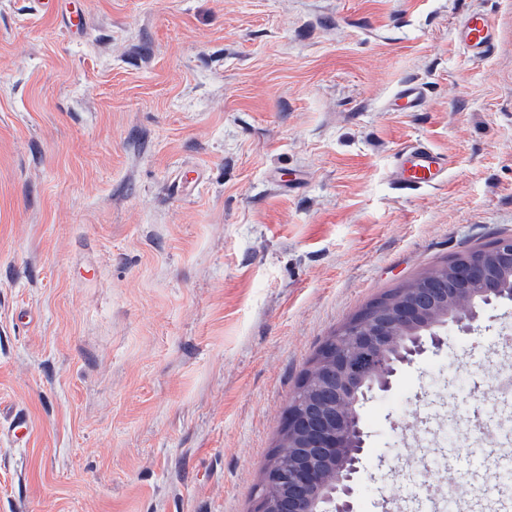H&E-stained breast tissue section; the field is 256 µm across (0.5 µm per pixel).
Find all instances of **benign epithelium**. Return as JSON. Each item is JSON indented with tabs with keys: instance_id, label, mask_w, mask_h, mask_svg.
I'll return each instance as SVG.
<instances>
[{
	"instance_id": "7a95c632",
	"label": "benign epithelium",
	"mask_w": 512,
	"mask_h": 512,
	"mask_svg": "<svg viewBox=\"0 0 512 512\" xmlns=\"http://www.w3.org/2000/svg\"><path fill=\"white\" fill-rule=\"evenodd\" d=\"M512 280V235L497 239L482 252L456 255L448 262L425 272L394 294L363 308L346 322L338 335L347 336L358 348L383 352L396 346L402 338L409 363L427 348L442 345L437 328L452 325L469 331L478 320L482 306L512 298V289L503 282ZM392 357L368 377L352 366V353L331 339L319 357L336 373L327 405L315 404L301 413L288 410L283 424L287 433L303 438L307 452L298 455L290 471L271 465L265 469L263 485L268 490L283 492V484L298 488L299 493L285 497L288 512H314L313 499L319 489L329 483L342 486L343 495L327 512H353L350 501L351 482L359 472L349 466V441L364 447L360 406L368 394L390 387Z\"/></svg>"
}]
</instances>
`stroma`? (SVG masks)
<instances>
[{
  "label": "stroma",
  "mask_w": 512,
  "mask_h": 512,
  "mask_svg": "<svg viewBox=\"0 0 512 512\" xmlns=\"http://www.w3.org/2000/svg\"><path fill=\"white\" fill-rule=\"evenodd\" d=\"M474 10L482 60L451 37ZM417 140L452 165L396 190ZM508 235L512 0H0V411L32 425L0 512H254L325 340ZM510 330L487 306L369 396L354 512L512 440ZM494 18L483 11L465 16L454 29L455 40L473 58L486 59L494 51Z\"/></svg>",
  "instance_id": "35a3bbf8"
}]
</instances>
